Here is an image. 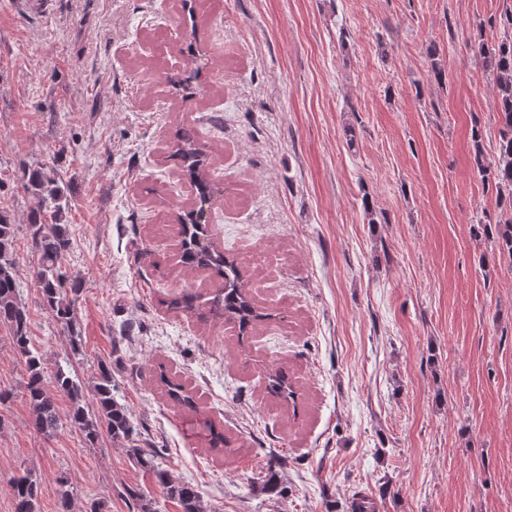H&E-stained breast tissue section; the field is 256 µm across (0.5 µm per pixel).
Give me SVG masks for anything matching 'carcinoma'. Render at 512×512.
Segmentation results:
<instances>
[{"mask_svg": "<svg viewBox=\"0 0 512 512\" xmlns=\"http://www.w3.org/2000/svg\"><path fill=\"white\" fill-rule=\"evenodd\" d=\"M478 51L496 86L499 140L495 159L487 162L480 146L481 133L473 131L474 162L482 179L495 187L505 213V219L496 224H485L483 228L494 257L499 263L512 268V15L505 18L501 41L491 47L482 43L478 45ZM174 148V155L181 162L182 174L195 187L200 201L198 209H189L179 215L183 242L181 261L191 269L207 270L223 282L204 305L200 302V294L184 289L166 302V306L176 312L197 314L203 320L209 316L222 317L224 321L237 325L242 336L253 323L267 318V314L260 311L244 291L234 262L226 260L219 249L202 243L205 238L202 223L204 206L213 201L215 193L205 176L206 151L186 130L177 133ZM22 180L24 188L38 199V208L29 217L28 230L39 253V265L33 280L40 304L68 331L70 350L75 355L81 347L75 303L82 291V280L67 274L61 265L70 246L68 224L65 223V214L70 208L68 185L59 174L45 168L24 171ZM15 232L16 224L9 212L0 210V325L9 329L15 353L25 372L24 393L32 410L34 431L51 439L66 424L79 431L90 448L97 447L106 437L123 447L135 464L151 473L162 498L178 504L180 512H209L199 491L192 484L175 479L163 464L164 449L140 445L141 432L127 407L114 394L110 365L99 364L87 385L74 379L70 371L58 363L53 371H47L43 354L29 335L30 313L14 258ZM158 382L170 400L195 410L194 397L184 384L173 380L162 370L159 371ZM266 389L271 395L286 401L295 397L288 373L280 367L272 369ZM87 390L92 396L90 404L86 401ZM59 395L67 397L70 402L64 415L57 405ZM197 428L206 432L210 448L223 449L226 439L215 424L206 420ZM283 465L282 459L269 460L265 476L246 484L249 494L268 498L282 495L277 469ZM56 482L57 512H73L68 478L60 476ZM39 490V478L28 469L22 470L10 485L14 512H40ZM128 496L136 501L138 512H161L159 501L140 490H130Z\"/></svg>", "mask_w": 512, "mask_h": 512, "instance_id": "obj_1", "label": "carcinoma"}]
</instances>
